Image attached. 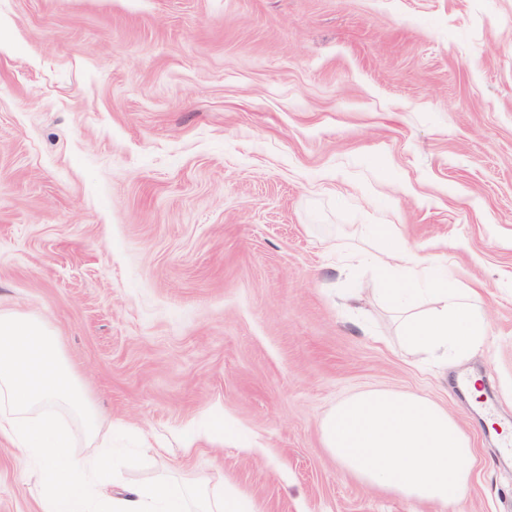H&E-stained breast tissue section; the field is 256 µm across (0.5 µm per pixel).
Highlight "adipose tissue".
<instances>
[{
  "label": "adipose tissue",
  "mask_w": 512,
  "mask_h": 512,
  "mask_svg": "<svg viewBox=\"0 0 512 512\" xmlns=\"http://www.w3.org/2000/svg\"><path fill=\"white\" fill-rule=\"evenodd\" d=\"M350 260L369 262L381 283L395 268H404L408 278L389 289L392 297L414 294L429 270L426 259L389 224L370 250ZM430 293L434 308L398 310L402 342L411 353L446 364L460 362L487 336L479 293L442 282ZM322 435L343 473L386 494L445 508L461 502L468 489L473 461L468 437L444 407L420 395L380 390L355 394L323 419Z\"/></svg>",
  "instance_id": "adipose-tissue-1"
}]
</instances>
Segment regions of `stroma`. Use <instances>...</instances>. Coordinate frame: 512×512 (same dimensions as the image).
<instances>
[{"mask_svg":"<svg viewBox=\"0 0 512 512\" xmlns=\"http://www.w3.org/2000/svg\"><path fill=\"white\" fill-rule=\"evenodd\" d=\"M480 287L489 336L409 354L372 225ZM355 289L346 297L345 289ZM0 306L42 317L98 411L167 478L261 512H437L345 475L321 421L392 389L475 465L453 512H512V0H0ZM193 448H186V441ZM40 481L0 442V512Z\"/></svg>","mask_w":512,"mask_h":512,"instance_id":"stroma-1","label":"stroma"}]
</instances>
